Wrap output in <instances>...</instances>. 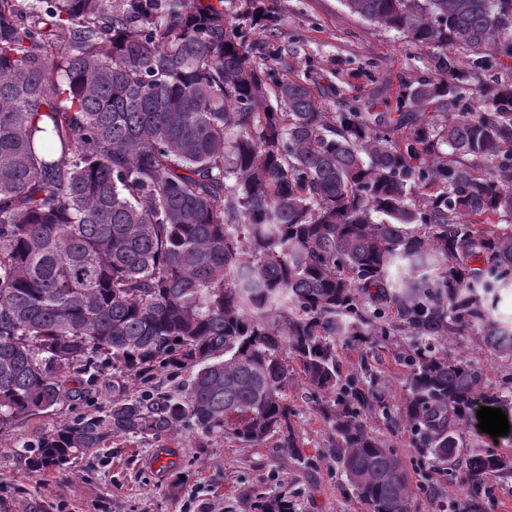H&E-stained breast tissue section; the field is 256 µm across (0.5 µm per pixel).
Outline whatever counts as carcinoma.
I'll return each mask as SVG.
<instances>
[{"label": "carcinoma", "mask_w": 512, "mask_h": 512, "mask_svg": "<svg viewBox=\"0 0 512 512\" xmlns=\"http://www.w3.org/2000/svg\"><path fill=\"white\" fill-rule=\"evenodd\" d=\"M0 0V432L88 396L112 404L19 456L68 472L117 438L184 430L198 447L272 438L311 464L286 390L319 397L329 455L365 512H411L393 419L338 345L410 336L400 419L411 446L461 469L466 512L512 480V455L462 451L506 392L423 340L478 334L512 357V0H342L436 50L396 106L320 109L253 38L265 0ZM467 52V67L456 51ZM483 166L475 165V161ZM179 377L184 395L152 384ZM72 381L76 386L70 387ZM260 512H292L278 495Z\"/></svg>", "instance_id": "1"}]
</instances>
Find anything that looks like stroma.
Segmentation results:
<instances>
[{"instance_id":"1","label":"stroma","mask_w":512,"mask_h":512,"mask_svg":"<svg viewBox=\"0 0 512 512\" xmlns=\"http://www.w3.org/2000/svg\"><path fill=\"white\" fill-rule=\"evenodd\" d=\"M274 11L273 21L253 37L283 58L289 77L311 83L323 111L338 112L376 95L396 101L405 84L430 74L431 50L349 13L341 0H275ZM411 344L408 336L387 337L375 363L378 389L394 406L403 398L399 358ZM436 347L474 361L490 387L512 377V358L490 351L478 337L441 340ZM288 398L298 411L304 450L314 459L307 470L297 469L270 441L250 447L216 438L199 448L185 432L159 442L118 441L116 451L84 457L63 478L29 473L19 448L78 414L108 407L112 376L107 373L93 396L51 416L20 419L0 433V490L35 494L49 504V512H252L253 503L277 495L291 501L293 512H363L328 454L332 434L308 388L293 383ZM368 425L402 458L411 478L412 512H435L442 499L463 508L468 492L456 466L419 457L406 429L381 416H369Z\"/></svg>"}]
</instances>
